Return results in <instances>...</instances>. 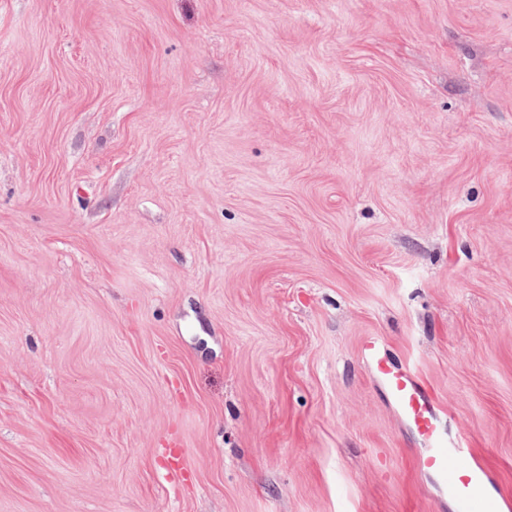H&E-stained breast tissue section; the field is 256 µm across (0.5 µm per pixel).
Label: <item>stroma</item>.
Instances as JSON below:
<instances>
[{
	"label": "stroma",
	"instance_id": "1",
	"mask_svg": "<svg viewBox=\"0 0 512 512\" xmlns=\"http://www.w3.org/2000/svg\"><path fill=\"white\" fill-rule=\"evenodd\" d=\"M371 337L512 499V0H0V512H455Z\"/></svg>",
	"mask_w": 512,
	"mask_h": 512
}]
</instances>
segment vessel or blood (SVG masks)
<instances>
[{
    "mask_svg": "<svg viewBox=\"0 0 512 512\" xmlns=\"http://www.w3.org/2000/svg\"><path fill=\"white\" fill-rule=\"evenodd\" d=\"M392 404L412 432L428 445L419 466L433 476L440 491L456 504L457 512H501L498 500L486 489V473L468 460L465 436H448L430 395L410 369L388 363L376 341L363 344Z\"/></svg>",
    "mask_w": 512,
    "mask_h": 512,
    "instance_id": "vessel-or-blood-1",
    "label": "vessel or blood"
}]
</instances>
